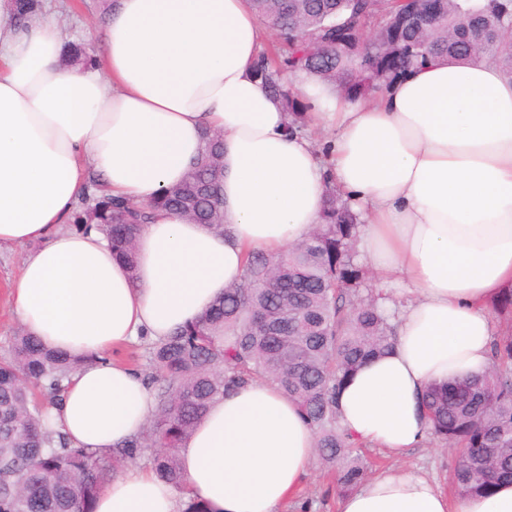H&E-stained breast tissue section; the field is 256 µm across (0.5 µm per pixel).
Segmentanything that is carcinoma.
Wrapping results in <instances>:
<instances>
[{
	"label": "carcinoma",
	"mask_w": 512,
	"mask_h": 512,
	"mask_svg": "<svg viewBox=\"0 0 512 512\" xmlns=\"http://www.w3.org/2000/svg\"><path fill=\"white\" fill-rule=\"evenodd\" d=\"M278 40L255 63L261 86L290 117L289 133L307 134L309 106L285 83L303 71L350 99L365 98L435 60L486 61L512 76V0H251ZM42 0H15L10 21L31 25ZM219 135L183 181L149 205L109 195L72 214L77 229L95 227L113 255L135 274V241L157 208L224 234L219 207ZM361 224L336 184H329L321 224L286 255H247L241 281L210 309L161 342L148 344L147 379L156 410L143 434L108 459L73 448L42 426L37 395L56 398L75 362L22 331L0 358V512H95L102 484L124 464L148 456L156 474L179 487L178 448L211 403L240 386L272 380L317 434L321 464L337 471V487L354 490L365 468L349 460L356 442L340 426L336 396L367 360L394 345L390 315L362 291L357 262ZM492 367L435 383L423 406L434 439L461 449L452 475L459 497L489 496L512 482V333L492 344Z\"/></svg>",
	"instance_id": "carcinoma-1"
}]
</instances>
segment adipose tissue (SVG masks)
I'll return each mask as SVG.
<instances>
[{
	"label": "adipose tissue",
	"instance_id": "1",
	"mask_svg": "<svg viewBox=\"0 0 512 512\" xmlns=\"http://www.w3.org/2000/svg\"><path fill=\"white\" fill-rule=\"evenodd\" d=\"M0 0V248L25 251L13 313L49 348L83 357L45 424L95 456L155 412L142 372L115 351L159 342L240 282L247 252L282 253L321 221L335 183L361 212L363 264L405 290L395 343L344 384L341 427L399 455L431 436L432 384L476 375L496 334L488 303L512 290V77L496 64L419 67L351 101L295 82L323 149L253 75L265 31L249 0H118L93 65L64 70L54 18L18 30ZM223 141L225 234L168 211L136 239L137 275L71 216L92 177L140 204L182 180L206 130ZM184 484L131 465L95 512H279L306 476L315 435L271 382L215 400L179 449ZM340 512H512V483L449 502L433 480L385 469Z\"/></svg>",
	"mask_w": 512,
	"mask_h": 512
}]
</instances>
